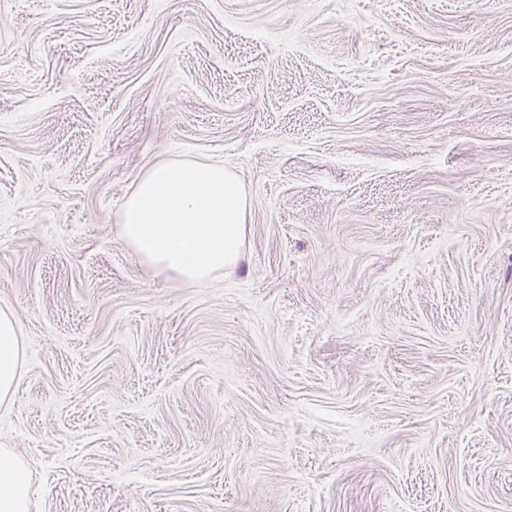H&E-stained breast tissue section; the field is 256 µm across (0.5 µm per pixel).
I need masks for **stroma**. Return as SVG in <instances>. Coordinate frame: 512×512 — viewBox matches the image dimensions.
<instances>
[{
	"mask_svg": "<svg viewBox=\"0 0 512 512\" xmlns=\"http://www.w3.org/2000/svg\"><path fill=\"white\" fill-rule=\"evenodd\" d=\"M241 263H143L156 162ZM0 447L32 512H512V0H0ZM20 331L10 313L0 309V404L13 395L19 377Z\"/></svg>",
	"mask_w": 512,
	"mask_h": 512,
	"instance_id": "obj_1",
	"label": "stroma"
}]
</instances>
